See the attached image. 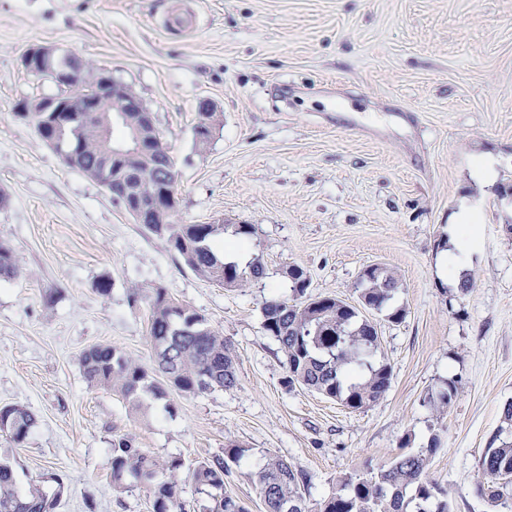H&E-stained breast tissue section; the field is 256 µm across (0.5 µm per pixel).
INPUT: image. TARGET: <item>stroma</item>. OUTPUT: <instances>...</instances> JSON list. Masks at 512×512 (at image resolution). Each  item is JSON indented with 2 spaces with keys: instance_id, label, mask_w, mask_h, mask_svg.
<instances>
[{
  "instance_id": "stroma-1",
  "label": "stroma",
  "mask_w": 512,
  "mask_h": 512,
  "mask_svg": "<svg viewBox=\"0 0 512 512\" xmlns=\"http://www.w3.org/2000/svg\"><path fill=\"white\" fill-rule=\"evenodd\" d=\"M33 45L76 52L135 93L178 170L180 223L251 225L267 278L227 288L194 274L17 117L60 92L24 68ZM204 102L220 122L201 148ZM486 159L495 175L476 179ZM0 194V243L20 260L0 278V406L35 416L22 443L0 436V456L22 490L62 478L55 512H152L144 489H113L126 436L188 464L240 446L224 488L264 512L249 474L267 458L309 472L314 503L435 435L429 476L451 512H512V497L480 494L478 467L512 401V0H0ZM463 204L477 223L465 293L440 246ZM371 264L399 274L401 322L362 306ZM291 265L309 297L376 324L393 373L378 403L354 411L284 387L261 307L289 295ZM158 288L231 344L239 382L134 412L87 384L81 358L109 344L153 368ZM452 379L459 393L437 414L429 399Z\"/></svg>"
}]
</instances>
